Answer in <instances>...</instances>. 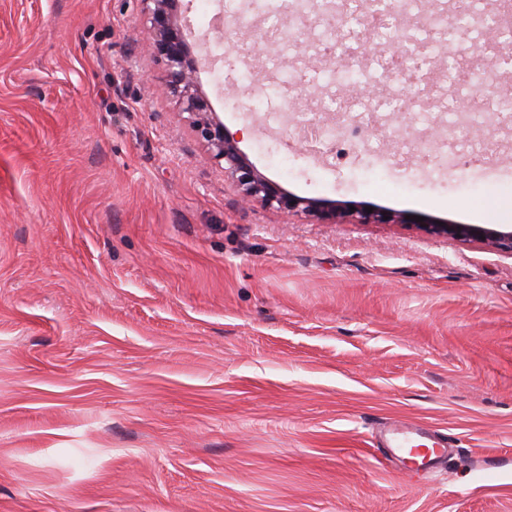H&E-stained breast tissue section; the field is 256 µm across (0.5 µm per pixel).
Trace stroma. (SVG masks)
Segmentation results:
<instances>
[{
	"instance_id": "35a3bbf8",
	"label": "stroma",
	"mask_w": 512,
	"mask_h": 512,
	"mask_svg": "<svg viewBox=\"0 0 512 512\" xmlns=\"http://www.w3.org/2000/svg\"><path fill=\"white\" fill-rule=\"evenodd\" d=\"M212 112L300 197L495 224L512 198V131L479 117L416 160L465 97L450 61L492 29L388 21L356 58L282 53L283 14L240 35L183 0ZM427 43L407 84L382 61ZM367 74L350 93L333 67ZM137 0H0V512H512V256L396 224H316L244 207L164 94ZM311 146L297 115L349 106L397 127ZM289 147L288 166L278 153ZM448 435L434 472L404 470L378 432Z\"/></svg>"
}]
</instances>
